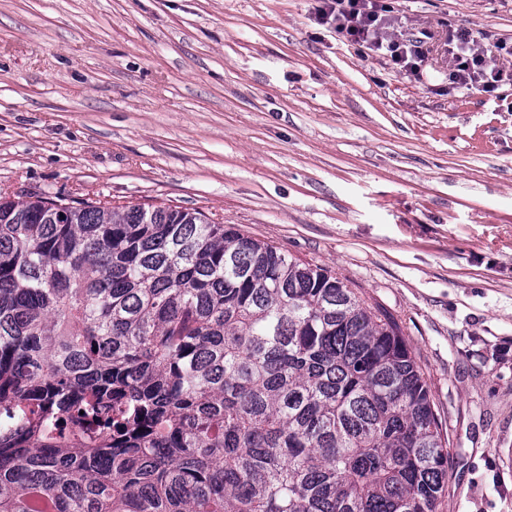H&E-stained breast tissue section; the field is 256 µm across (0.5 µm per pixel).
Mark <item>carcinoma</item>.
Here are the masks:
<instances>
[{"label": "carcinoma", "instance_id": "cac0c4a2", "mask_svg": "<svg viewBox=\"0 0 512 512\" xmlns=\"http://www.w3.org/2000/svg\"><path fill=\"white\" fill-rule=\"evenodd\" d=\"M0 512H439L450 441L397 324L172 205L0 194ZM50 414L40 416L38 418L31 416L28 413L20 414L15 410H4L0 408V429L11 428L17 429L22 428L32 423L44 424L49 421Z\"/></svg>", "mask_w": 512, "mask_h": 512}]
</instances>
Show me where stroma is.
<instances>
[{"mask_svg": "<svg viewBox=\"0 0 512 512\" xmlns=\"http://www.w3.org/2000/svg\"><path fill=\"white\" fill-rule=\"evenodd\" d=\"M314 0H0V192L203 211L390 315L450 439L441 512H512V85L448 89V31L512 0H396L418 75Z\"/></svg>", "mask_w": 512, "mask_h": 512, "instance_id": "obj_1", "label": "stroma"}]
</instances>
